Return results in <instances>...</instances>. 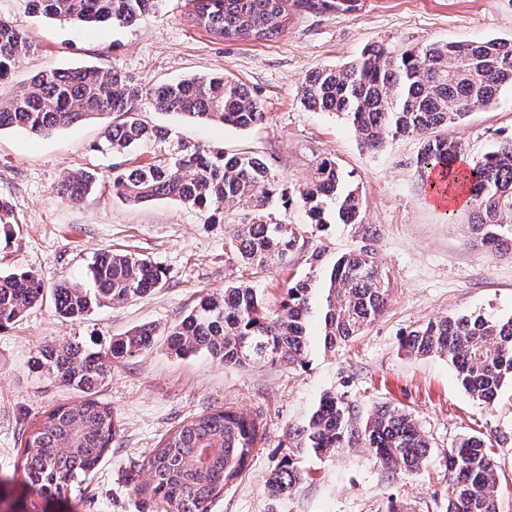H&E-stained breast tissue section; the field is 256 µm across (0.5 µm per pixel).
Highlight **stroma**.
<instances>
[{
  "label": "stroma",
  "mask_w": 512,
  "mask_h": 512,
  "mask_svg": "<svg viewBox=\"0 0 512 512\" xmlns=\"http://www.w3.org/2000/svg\"><path fill=\"white\" fill-rule=\"evenodd\" d=\"M187 0H161L158 11L132 28L78 29L31 13L25 0H0V18L13 21L33 44L11 74L0 79V99L17 94L35 73L98 64L137 85L221 73L245 84L265 115L248 130L198 123L140 106L150 126L170 128L190 146L263 155L282 188L313 175L321 158L341 167L358 185L364 223L376 230L378 260L390 291L381 316L333 351L316 349L306 364L252 362L225 365L205 354L179 357L163 335L205 293L246 281L267 298L309 270L316 250L342 253L360 243L355 227L320 232L300 208L272 206L298 225L303 244L287 264L259 272L245 268L227 245L239 218L187 207L173 200L131 205L112 188L114 166L150 162L155 146L123 155L97 151L111 116L86 120L35 137L18 127L0 130V197L12 202L17 222L0 229V272L31 271L45 288L86 280L95 257L121 251L150 258L164 272L161 288L133 301L68 321L52 301L0 326V512H155L149 496L134 495L146 482L144 459L187 417L216 407L259 422L263 439L245 474L213 500L210 512H445L448 450L465 434L482 436L499 476V508L512 512V386L492 406L473 400L447 359L410 357L404 335L424 322L477 312L512 315V253L475 245L468 212L432 206L416 164L422 140L404 136L366 149L354 127L332 113L307 108L300 94L306 76L358 60L371 44L395 50L441 41L512 39V0H361L351 13L324 12L307 0H288L284 33L271 42L218 41L193 27ZM447 134L460 159L473 162L512 136V90L474 110ZM97 173L96 189L77 202L56 188L72 170ZM150 324L156 345L113 365L99 396L117 412L122 430L111 450L65 499L27 488L15 472L20 432L43 411L74 398L73 390L34 365L46 343L77 339L108 344L112 337ZM327 392L356 401L361 413L380 405L411 412L431 448L417 471L388 477L361 448H346L301 465L310 477L291 495L271 496L266 479L287 453L288 428L300 423Z\"/></svg>",
  "instance_id": "stroma-1"
}]
</instances>
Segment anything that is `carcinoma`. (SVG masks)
<instances>
[{"label": "carcinoma", "mask_w": 512, "mask_h": 512, "mask_svg": "<svg viewBox=\"0 0 512 512\" xmlns=\"http://www.w3.org/2000/svg\"><path fill=\"white\" fill-rule=\"evenodd\" d=\"M192 25L222 41H273L285 30L288 0H189ZM29 9L48 19L80 28L97 24L131 27L155 13L159 0H28ZM325 11L354 12L359 0H318ZM32 45L21 29L0 19V79ZM512 89V39L431 42L397 54L374 44L361 59L343 67H323L305 78L301 96L315 112L346 116L368 149L409 134L424 136L416 158L420 170L439 168L468 185L471 233L480 243L503 249L512 243V138L474 160L464 173L454 168L458 144L439 131L487 106ZM204 123L249 129L263 119L259 103L239 81L213 74L134 85L117 71L97 65L41 71L26 88L0 102V129L20 127L48 135L98 115L114 114L100 152L121 154L165 143L169 130L148 127L135 105ZM117 194L132 205L174 199L185 206L242 211L231 252L256 270L285 261L297 249L298 226L273 219L274 178L265 159L253 151L228 153L182 144L133 169H112ZM95 177L76 170L64 177L59 195L77 201ZM283 207L300 204L310 224L324 232L333 224L362 223L358 187L335 161L316 164L313 178L296 196L281 195ZM375 231L364 229L361 245L327 260L312 255V270L290 280L280 300L270 303L248 283L206 294L167 333L177 355L205 353L233 365L250 361L306 363L314 347L334 349L348 342L385 310L388 274L376 257ZM92 285L64 283L51 291L56 312L79 320L92 312L141 297L161 287L163 272L151 260L105 252L89 267ZM45 288L33 272L0 273V326L16 322L42 303ZM320 333L311 334L313 318ZM156 328L144 324L108 346L92 349L79 340L43 346L36 365L81 400L54 405L20 437L15 471L33 489L64 495L81 483L112 447L120 424L112 407L96 393L107 377L106 362L122 361L151 350ZM402 349L410 356L448 359L474 399L495 401L512 385V316L481 313L448 316L409 331ZM288 454L267 478L274 496L289 494L307 478L302 456L317 458L344 448H364L389 476L413 472L426 461L430 444L411 415L381 406L364 417L342 395L325 393L309 416L290 428ZM262 442L259 423L222 407L185 419L151 451L144 463L147 482L133 492H149L161 512H209L213 499L245 471ZM447 512H499V491L492 452L476 435L448 449Z\"/></svg>", "instance_id": "1"}]
</instances>
